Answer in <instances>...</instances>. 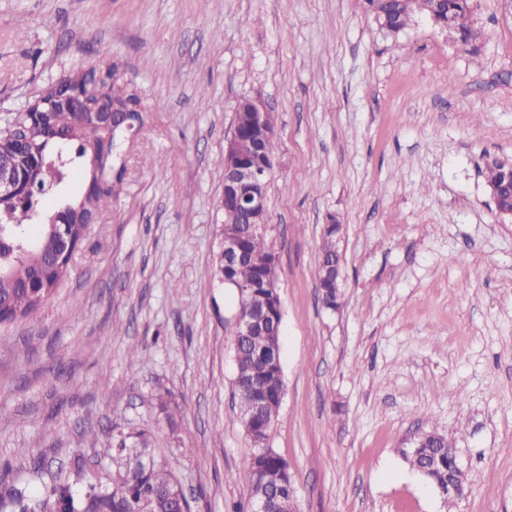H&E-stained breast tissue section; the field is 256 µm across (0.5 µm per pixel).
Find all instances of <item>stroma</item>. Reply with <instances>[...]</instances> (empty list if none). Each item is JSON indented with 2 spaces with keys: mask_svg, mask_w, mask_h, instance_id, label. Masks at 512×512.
I'll return each mask as SVG.
<instances>
[{
  "mask_svg": "<svg viewBox=\"0 0 512 512\" xmlns=\"http://www.w3.org/2000/svg\"><path fill=\"white\" fill-rule=\"evenodd\" d=\"M473 25L465 45L422 15L388 34L361 0H0V117L112 61L147 113L121 146L107 232L51 301L0 327V496L83 489L111 472L113 433L137 428L191 512H248L213 161L259 95L278 126L267 243L285 381L268 445L299 512H512V223L486 178L512 164V8L474 0ZM331 213L334 313L316 275ZM426 430L456 440L454 507L400 454Z\"/></svg>",
  "mask_w": 512,
  "mask_h": 512,
  "instance_id": "obj_1",
  "label": "stroma"
}]
</instances>
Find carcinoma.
<instances>
[{
  "label": "carcinoma",
  "mask_w": 512,
  "mask_h": 512,
  "mask_svg": "<svg viewBox=\"0 0 512 512\" xmlns=\"http://www.w3.org/2000/svg\"><path fill=\"white\" fill-rule=\"evenodd\" d=\"M432 0H363L365 11L386 30H404L415 15L430 17ZM437 25L467 39L475 28L471 0H448ZM60 85L49 82L35 98L10 113L0 124V164L12 168L20 188L31 187L26 198L13 195L0 198V305L28 315L37 302L48 301L67 276L70 266L56 263L60 225L74 229V236L88 232L89 225L76 223L75 213L98 215L112 204L122 190V178L112 177V129L95 127L81 112L72 108H47L52 94L67 93L78 101L122 109L140 99L131 83L121 76L96 80L94 67H82L62 75ZM251 104L239 101L236 119L243 131L240 155H253L249 137ZM224 231L240 236L244 258L230 265L219 258L216 275L221 282H233L246 289L239 294L238 310L246 313L252 301L267 299L273 319L280 320L282 307L273 296L279 273L267 235L253 232L249 225L224 224ZM236 361L234 396L245 431L258 439H268L281 407L284 381L280 360V335L274 324L241 336L235 323H229ZM128 459L116 463L105 475L81 493L72 484L56 482L39 495L30 496L18 488L0 500V512H179L181 505L171 491L176 483L165 467L153 460L145 465L138 452L147 447L143 431L121 432L116 438ZM422 447L404 452L415 469H431L429 481L444 500L458 495L448 491V465L456 461L453 440L433 431L421 436ZM245 479L250 497L264 498L270 508L281 512L295 489L288 462L272 448H256L251 455ZM112 482V490L103 482Z\"/></svg>",
  "instance_id": "cac0c4a2"
}]
</instances>
